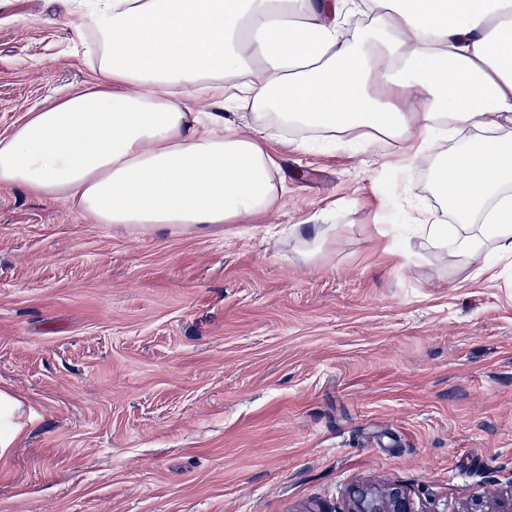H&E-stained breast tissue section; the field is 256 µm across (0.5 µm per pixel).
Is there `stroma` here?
Listing matches in <instances>:
<instances>
[{"mask_svg":"<svg viewBox=\"0 0 512 512\" xmlns=\"http://www.w3.org/2000/svg\"><path fill=\"white\" fill-rule=\"evenodd\" d=\"M84 0H0V136L91 83ZM278 203L217 232H130L0 187V387L24 404L0 512H417L512 490V259L409 233L437 158L291 150ZM300 235H292L293 225ZM347 512H417L406 489L399 484L362 486L353 490Z\"/></svg>","mask_w":512,"mask_h":512,"instance_id":"35a3bbf8","label":"stroma"}]
</instances>
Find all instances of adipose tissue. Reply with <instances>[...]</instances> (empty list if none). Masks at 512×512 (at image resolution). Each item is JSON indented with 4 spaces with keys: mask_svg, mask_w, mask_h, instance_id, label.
<instances>
[{
    "mask_svg": "<svg viewBox=\"0 0 512 512\" xmlns=\"http://www.w3.org/2000/svg\"><path fill=\"white\" fill-rule=\"evenodd\" d=\"M352 0H98L97 80L29 113L0 137V185L61 201L131 231L243 224L276 202L266 131L316 143L360 134L369 147L439 153L443 130L483 131L434 177L457 221L455 263L512 256V0H380L350 40ZM426 99L406 111L415 88ZM208 101L207 112L193 101ZM252 112L250 133L227 123ZM23 403L0 389V459Z\"/></svg>",
    "mask_w": 512,
    "mask_h": 512,
    "instance_id": "ef3b65f1",
    "label": "adipose tissue"
}]
</instances>
